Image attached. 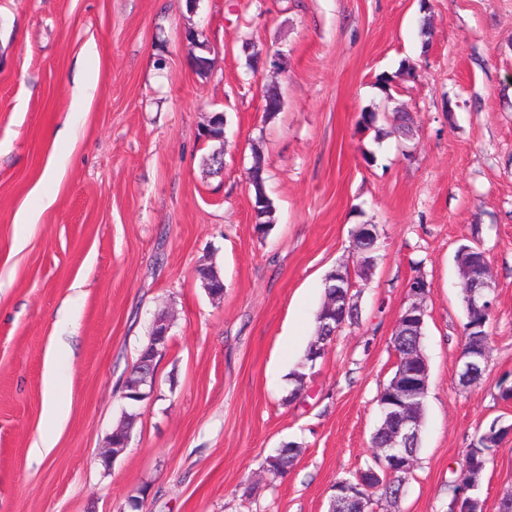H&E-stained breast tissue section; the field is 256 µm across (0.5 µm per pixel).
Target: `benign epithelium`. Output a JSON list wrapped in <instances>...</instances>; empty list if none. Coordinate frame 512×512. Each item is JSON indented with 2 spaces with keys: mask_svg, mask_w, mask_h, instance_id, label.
I'll list each match as a JSON object with an SVG mask.
<instances>
[{
  "mask_svg": "<svg viewBox=\"0 0 512 512\" xmlns=\"http://www.w3.org/2000/svg\"><path fill=\"white\" fill-rule=\"evenodd\" d=\"M458 267L468 305L480 311H492L495 286L485 253L480 249L464 250L458 258ZM326 283L327 288L335 293L334 297L327 299L328 315L335 317V322L327 325V328L331 329V338L334 339L347 326L346 315L354 308L352 291L355 283L347 268L335 271L326 279ZM406 288L409 304L404 310V317L421 326L424 324V302L429 293V284L424 278L416 276L407 283ZM488 353L487 347L477 349L462 345L457 371L460 385L473 384V378L483 371ZM403 357L407 368L399 371L388 387L392 404L383 428L385 442L373 449L375 466L357 478V488L361 489V493L354 498L355 512H371L368 493L382 487L381 476L390 477L397 471L410 472L416 466V459L407 448L420 437L421 421L415 416L414 401L426 394L429 368L419 350L405 347ZM449 512H480V502L462 492L456 504L450 506Z\"/></svg>",
  "mask_w": 512,
  "mask_h": 512,
  "instance_id": "7a95c632",
  "label": "benign epithelium"
}]
</instances>
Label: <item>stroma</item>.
<instances>
[{
	"label": "stroma",
	"instance_id": "35a3bbf8",
	"mask_svg": "<svg viewBox=\"0 0 512 512\" xmlns=\"http://www.w3.org/2000/svg\"><path fill=\"white\" fill-rule=\"evenodd\" d=\"M188 27L213 47L208 78L190 65ZM90 41L96 84L76 111ZM405 59L415 72L393 94L416 134L375 141L360 112L382 102L376 75ZM269 84L283 99L271 121ZM214 112L227 120L217 174L202 136ZM256 150L276 208L262 233ZM360 224L382 247L355 279L359 321L307 362L325 278L351 265ZM464 245L485 251L495 285L485 371L467 388ZM203 260L221 299L195 275ZM418 275L430 284L420 450L404 495L376 512H448L470 442L512 424L498 396L512 379V0H201L194 13L186 0H0V512H130L134 496L141 512H328L336 481L374 464L391 336ZM161 312L154 391L102 466ZM288 443L301 452L272 476L265 460ZM510 492L512 436L486 466L483 512ZM197 277L202 288L214 299H220L224 295V280L212 266V263H200L196 268Z\"/></svg>",
	"mask_w": 512,
	"mask_h": 512
}]
</instances>
